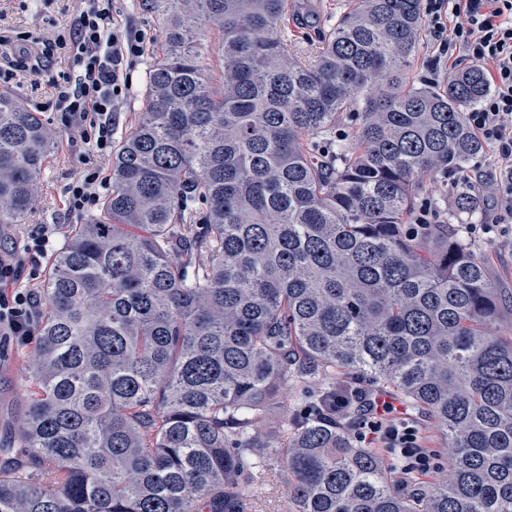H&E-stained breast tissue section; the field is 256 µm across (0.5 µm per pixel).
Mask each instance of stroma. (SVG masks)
I'll use <instances>...</instances> for the list:
<instances>
[{
	"instance_id": "stroma-1",
	"label": "stroma",
	"mask_w": 512,
	"mask_h": 512,
	"mask_svg": "<svg viewBox=\"0 0 512 512\" xmlns=\"http://www.w3.org/2000/svg\"><path fill=\"white\" fill-rule=\"evenodd\" d=\"M349 6V0H287L286 24L281 30L296 58L311 60L316 52L319 34L341 18ZM78 0H0V29L34 31L52 36L59 26L76 13ZM114 20L128 25L145 35L143 54L135 58L130 67L131 86L117 114L118 131L126 134L136 125L146 100V70L154 60L163 41L161 30L144 12L137 10L135 0H115L112 11ZM18 103L37 112L54 129L62 127L61 114L54 105L53 91L48 85L32 87L26 74H19L10 88ZM83 149L74 144L69 136H61L51 155L39 197L32 212L21 224L0 226V232L14 237L18 245H25L27 236L36 225H46L51 236L44 266H51L56 251L65 243L73 225L87 223L92 212L75 214L63 204L67 184L80 178L85 165ZM454 172L435 169L423 178L418 190V202L435 213L438 222L462 224L474 249L489 266L491 278L504 297L512 296V237L497 232H485V224L491 223L492 212L479 206L470 214L454 210L456 194L451 183ZM32 345L15 343L0 346V437H8L22 426L31 381ZM384 408L378 409L376 418L382 422L405 420L413 424L424 447L435 453L434 465L428 472L429 479L439 480L448 476V461L441 454L442 439L437 424L422 411L409 408L403 400L391 392L379 394Z\"/></svg>"
}]
</instances>
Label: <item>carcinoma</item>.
Returning <instances> with one entry per match:
<instances>
[{
  "instance_id": "carcinoma-1",
  "label": "carcinoma",
  "mask_w": 512,
  "mask_h": 512,
  "mask_svg": "<svg viewBox=\"0 0 512 512\" xmlns=\"http://www.w3.org/2000/svg\"><path fill=\"white\" fill-rule=\"evenodd\" d=\"M138 5L164 41L102 213L42 288L0 512H244L266 470L288 512H512L503 301L461 229L407 224L427 173L484 153L483 73L410 82L422 0H352L311 65L281 38L286 0ZM347 113L352 142L322 151ZM58 140L0 92V224L24 221ZM340 372L427 412L448 479L356 442Z\"/></svg>"
}]
</instances>
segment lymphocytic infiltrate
I'll return each instance as SVG.
<instances>
[{
  "instance_id": "1",
  "label": "lymphocytic infiltrate",
  "mask_w": 512,
  "mask_h": 512,
  "mask_svg": "<svg viewBox=\"0 0 512 512\" xmlns=\"http://www.w3.org/2000/svg\"><path fill=\"white\" fill-rule=\"evenodd\" d=\"M83 9L52 39L29 32L0 36V86L12 85L18 71L31 69L34 83L49 81L57 111L72 141L87 146L85 175L68 184L65 205L84 213L95 207L108 182L96 166L111 154L116 114L130 86L123 68L142 54V37L132 28L117 27L112 0H82ZM423 26L432 56L422 76L437 82L449 72L477 66L490 77V91L466 113L472 129L489 150L499 175L487 180L470 174L462 182L478 194L495 199L496 222L512 221V0H423ZM64 71L49 75L56 63ZM49 241L40 229L31 244L7 250L0 257V332L19 344L34 338L40 300L18 287L20 275L38 279ZM370 434L385 447L399 449L413 471H425L432 455L420 446L413 427L373 421Z\"/></svg>"
}]
</instances>
